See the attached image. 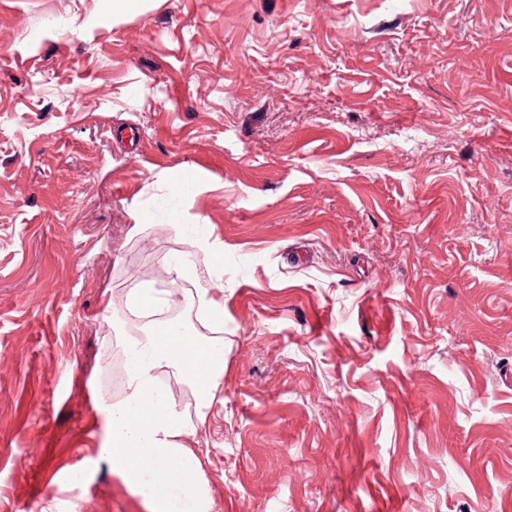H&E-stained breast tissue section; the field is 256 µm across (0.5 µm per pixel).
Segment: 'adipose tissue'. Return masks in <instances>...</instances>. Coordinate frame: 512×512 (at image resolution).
<instances>
[{
    "label": "adipose tissue",
    "mask_w": 512,
    "mask_h": 512,
    "mask_svg": "<svg viewBox=\"0 0 512 512\" xmlns=\"http://www.w3.org/2000/svg\"><path fill=\"white\" fill-rule=\"evenodd\" d=\"M171 286L137 288L127 297L128 311L144 318L140 335L127 337L126 392L99 399L106 412L104 452L112 470L144 501L148 512H213L214 500L196 449L187 444L206 422L224 385V287L197 288L200 320L210 336L179 329L164 319L174 304L173 287L189 270L184 260L164 261ZM176 376L196 397V411L186 414L165 383Z\"/></svg>",
    "instance_id": "1"
}]
</instances>
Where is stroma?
I'll return each mask as SVG.
<instances>
[{"label": "stroma", "mask_w": 512, "mask_h": 512, "mask_svg": "<svg viewBox=\"0 0 512 512\" xmlns=\"http://www.w3.org/2000/svg\"><path fill=\"white\" fill-rule=\"evenodd\" d=\"M186 250L214 512H512V0H0V512H146L97 396ZM196 304L200 320L212 333L224 332V286L213 284L196 288ZM172 289L135 288L127 297L126 308L138 317L148 318L168 311L175 304Z\"/></svg>", "instance_id": "stroma-1"}]
</instances>
